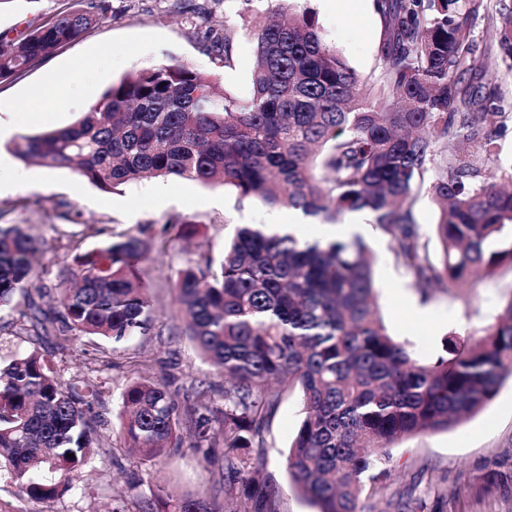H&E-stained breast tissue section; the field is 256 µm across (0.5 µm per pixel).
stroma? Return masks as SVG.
I'll use <instances>...</instances> for the list:
<instances>
[{
    "instance_id": "1",
    "label": "stroma",
    "mask_w": 512,
    "mask_h": 512,
    "mask_svg": "<svg viewBox=\"0 0 512 512\" xmlns=\"http://www.w3.org/2000/svg\"><path fill=\"white\" fill-rule=\"evenodd\" d=\"M71 0H0V34L16 36L29 25L66 11ZM99 21L81 37L37 63L21 76L0 79V97L11 100L15 135H33L45 127L74 124L90 101L125 74L148 65L185 64L211 75L220 85L248 91L255 64L249 30L254 17L240 13L237 0H84ZM322 34L360 78L377 74L382 25L362 0H309ZM231 30L237 55L225 69L210 47L214 36ZM495 27L484 14L473 27L475 57L482 85L505 84L506 112L512 113V78L504 79L496 54L487 50ZM84 62L81 82L72 86L48 81L49 72L68 73ZM54 107L49 125L31 122L25 105L31 96ZM29 184L0 194V224H19L34 237L39 252L36 282L43 309L61 311L60 281L74 268V257L111 241L119 234L165 237V251H151L142 274L152 286L157 316L152 331L119 343L93 337L72 342L65 337L38 341L21 330L15 313L0 312V358L9 360L32 351L51 354L59 377L69 381L97 377L103 393L95 404L94 453L80 470L74 488L53 503L20 495L16 485L0 479V501L13 512H138V504L185 494L203 497L216 506L234 507L239 495H227L213 478V464L223 461V447L194 448V427L182 422V445L161 456L144 459L129 454L121 434L120 394L134 378L145 376L188 395L192 385H223L222 375L205 362L183 332L171 284L178 269L205 256H219L224 240L237 225L266 223L269 208L237 204L223 186H204L179 178L165 179L169 202L150 204L145 183H131L111 192L100 190L67 168L26 162ZM183 219L185 237H177L169 222ZM99 233L83 237L85 225ZM378 262L374 277L380 314L389 333L409 342L417 358L435 359L449 334L490 324L512 297V268L492 277L475 278L456 294L433 290L421 295L414 279L397 266L387 238L370 242ZM301 419L300 395L282 397L266 432L264 482L278 489L281 512H311L290 488L285 458ZM389 477L373 496L377 512H512V488L481 487L478 475L490 469L512 468V377L500 384L493 400L476 415L447 431L402 440L391 450Z\"/></svg>"
}]
</instances>
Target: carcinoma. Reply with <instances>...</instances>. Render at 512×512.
I'll list each match as a JSON object with an SVG mask.
<instances>
[{
  "label": "carcinoma",
  "mask_w": 512,
  "mask_h": 512,
  "mask_svg": "<svg viewBox=\"0 0 512 512\" xmlns=\"http://www.w3.org/2000/svg\"><path fill=\"white\" fill-rule=\"evenodd\" d=\"M83 0L16 37L0 36V79L19 76L97 21ZM251 29L255 66L245 95L184 64L125 75L71 126L21 135L13 154L69 168L110 192L174 176L232 190L237 202L287 207L323 224L367 211L415 285L452 293L512 267V172L494 144L506 130L505 93L467 76L478 70L471 32L485 0H375L382 67L360 80L329 46L316 13L274 0ZM494 45L512 77V6L498 0ZM234 66L228 30L212 43ZM426 190L438 211L437 254L412 211ZM168 241L120 235L75 256L62 289L64 313L35 296L36 241L0 225V309H18L36 336H95L118 343L154 325L156 306L139 263ZM374 256L354 234L300 241L239 227L217 259L189 264L173 282L184 331L224 373L223 404L196 391L193 447L209 446L220 416L226 493L243 487V512H279L256 474L264 433L285 388L299 387L302 418L286 465L314 512H375L365 486L388 476L389 449L447 431L482 410L512 375V297L494 322L442 341L431 362L395 340L377 315ZM101 383H64L34 351L0 363V472L22 495L61 497L92 448ZM128 450L155 457L180 441L178 393L147 377L121 392ZM74 458H69V455ZM169 512H219L191 497Z\"/></svg>",
  "instance_id": "carcinoma-1"
}]
</instances>
